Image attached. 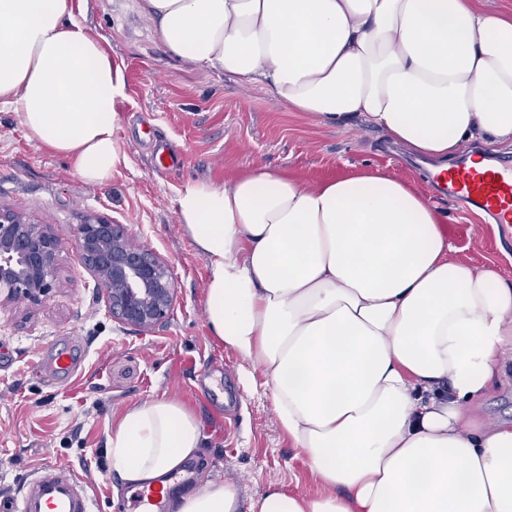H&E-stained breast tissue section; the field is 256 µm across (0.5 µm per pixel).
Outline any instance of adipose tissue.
<instances>
[{
	"label": "adipose tissue",
	"instance_id": "obj_1",
	"mask_svg": "<svg viewBox=\"0 0 512 512\" xmlns=\"http://www.w3.org/2000/svg\"><path fill=\"white\" fill-rule=\"evenodd\" d=\"M183 61L258 85L325 127L353 118L446 171L512 143V15L468 0H142ZM120 67L71 0H0V105L101 183L120 161ZM208 261L205 321L261 368L278 426L323 493L175 487L200 422L162 396L127 408L109 469L169 512H512V419L465 414L512 360V279L450 259L438 209L381 172L308 184L258 166L176 198Z\"/></svg>",
	"mask_w": 512,
	"mask_h": 512
}]
</instances>
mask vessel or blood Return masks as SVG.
<instances>
[{"instance_id": "b4317fda", "label": "vessel or blood", "mask_w": 512, "mask_h": 512, "mask_svg": "<svg viewBox=\"0 0 512 512\" xmlns=\"http://www.w3.org/2000/svg\"><path fill=\"white\" fill-rule=\"evenodd\" d=\"M442 192L467 210L479 211L493 223L512 224V163L483 173L459 167L455 173L432 176ZM161 489L138 492L132 508L118 512H162ZM9 512H97L98 503L85 481L68 467L51 465L9 498Z\"/></svg>"}]
</instances>
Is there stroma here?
Returning <instances> with one entry per match:
<instances>
[{
	"label": "stroma",
	"instance_id": "35a3bbf8",
	"mask_svg": "<svg viewBox=\"0 0 512 512\" xmlns=\"http://www.w3.org/2000/svg\"><path fill=\"white\" fill-rule=\"evenodd\" d=\"M85 33L121 66L127 99L116 138L121 161L110 181L92 184L64 155L28 140L18 118L0 108V203L50 225L62 246L59 285L43 306L0 308V492L41 468L63 464L84 477L100 512L129 498L106 460L119 414L164 395L192 410L205 436L201 463L185 466L207 481L234 483L243 500L270 487L315 495L322 487L276 424L264 378L206 326L207 261L183 234L175 200L187 183H223L257 166L285 169L310 183L381 171L413 184L436 204L454 260L512 279V229L461 209L427 181L418 159L374 128L320 127L279 108L257 86L196 68L158 39L141 0H73ZM178 158L162 169L159 156ZM90 214L126 225L135 244L166 258L176 285L168 319L140 332L113 320L74 243ZM70 346L83 355L81 376L55 384L29 373L28 353ZM471 418L512 415V362ZM249 384H242V376Z\"/></svg>",
	"mask_w": 512,
	"mask_h": 512
}]
</instances>
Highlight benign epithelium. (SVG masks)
Here are the masks:
<instances>
[{"mask_svg":"<svg viewBox=\"0 0 512 512\" xmlns=\"http://www.w3.org/2000/svg\"><path fill=\"white\" fill-rule=\"evenodd\" d=\"M74 237L112 319L146 332L169 317L176 288L166 259L131 244L124 225L96 214L75 225ZM60 265L52 228L0 205V306L19 299L44 304L57 288Z\"/></svg>","mask_w":512,"mask_h":512,"instance_id":"1","label":"benign epithelium"}]
</instances>
